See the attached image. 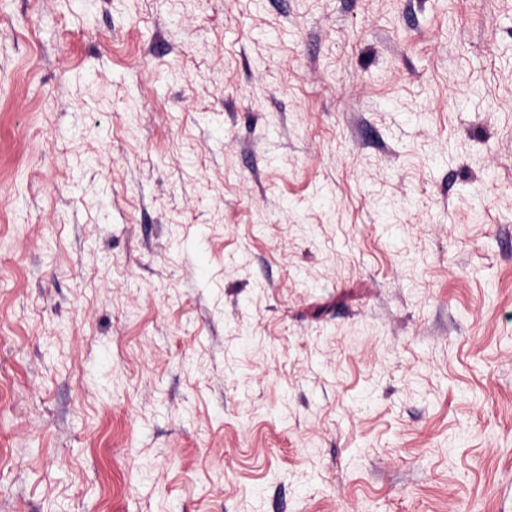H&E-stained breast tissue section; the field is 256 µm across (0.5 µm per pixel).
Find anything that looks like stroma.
<instances>
[{
  "label": "stroma",
  "instance_id": "1",
  "mask_svg": "<svg viewBox=\"0 0 512 512\" xmlns=\"http://www.w3.org/2000/svg\"><path fill=\"white\" fill-rule=\"evenodd\" d=\"M0 512H512V0H0Z\"/></svg>",
  "mask_w": 512,
  "mask_h": 512
}]
</instances>
